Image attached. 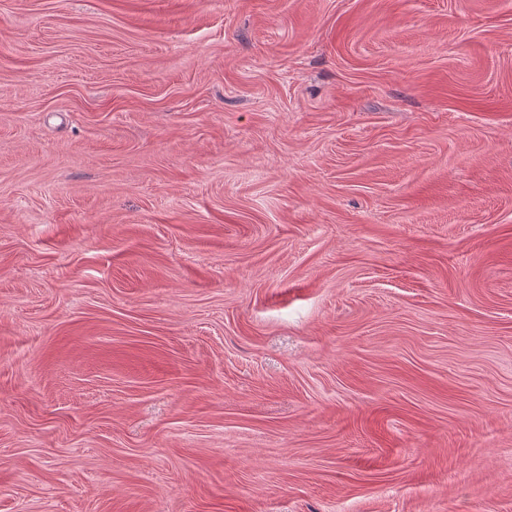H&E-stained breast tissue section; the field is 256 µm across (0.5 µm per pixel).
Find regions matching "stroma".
Returning a JSON list of instances; mask_svg holds the SVG:
<instances>
[{
  "label": "stroma",
  "mask_w": 512,
  "mask_h": 512,
  "mask_svg": "<svg viewBox=\"0 0 512 512\" xmlns=\"http://www.w3.org/2000/svg\"><path fill=\"white\" fill-rule=\"evenodd\" d=\"M0 512H512V0H0Z\"/></svg>",
  "instance_id": "stroma-1"
}]
</instances>
